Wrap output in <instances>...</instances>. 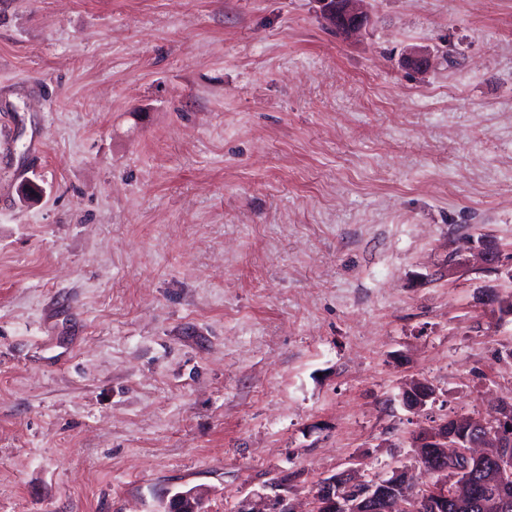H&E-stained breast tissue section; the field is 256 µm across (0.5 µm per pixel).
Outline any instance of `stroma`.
<instances>
[{
  "label": "stroma",
  "mask_w": 512,
  "mask_h": 512,
  "mask_svg": "<svg viewBox=\"0 0 512 512\" xmlns=\"http://www.w3.org/2000/svg\"><path fill=\"white\" fill-rule=\"evenodd\" d=\"M364 7L0 0V512H310L512 396V0ZM326 18L344 37L360 33L370 23V17L360 5L364 0H322ZM468 236L471 238L470 235ZM501 253L500 245L494 238L490 236L472 237L462 249L455 250L449 256L448 262L458 261L459 264L470 261V258H472L481 265L494 266L500 263ZM433 387L421 379L410 380L401 393L403 406L415 414L425 411L428 402L434 397ZM270 491V492H268ZM234 512H299L288 496V478L280 476L238 499Z\"/></svg>",
  "instance_id": "1"
}]
</instances>
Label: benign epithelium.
<instances>
[{
  "instance_id": "benign-epithelium-1",
  "label": "benign epithelium",
  "mask_w": 512,
  "mask_h": 512,
  "mask_svg": "<svg viewBox=\"0 0 512 512\" xmlns=\"http://www.w3.org/2000/svg\"><path fill=\"white\" fill-rule=\"evenodd\" d=\"M364 0H323L326 18L345 37L370 23ZM502 250L490 237L470 239L449 261L476 260L484 266L501 261ZM485 307L512 314V302L496 286L481 296ZM434 397L433 387L410 380L401 393L403 406L420 414ZM410 448L429 480L414 482L409 470L393 467L370 482L347 468L320 480L312 512H512V399L501 398L485 417L455 415L412 434ZM234 512H297L288 496V477H276L238 499Z\"/></svg>"
}]
</instances>
